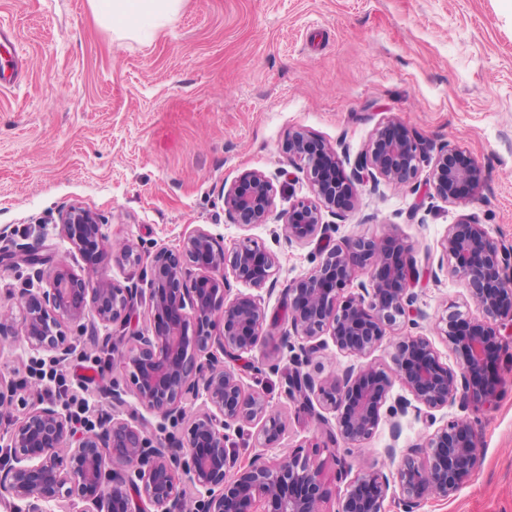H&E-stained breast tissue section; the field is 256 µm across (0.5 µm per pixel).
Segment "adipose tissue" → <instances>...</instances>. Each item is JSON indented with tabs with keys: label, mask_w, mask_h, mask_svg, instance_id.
<instances>
[{
	"label": "adipose tissue",
	"mask_w": 512,
	"mask_h": 512,
	"mask_svg": "<svg viewBox=\"0 0 512 512\" xmlns=\"http://www.w3.org/2000/svg\"><path fill=\"white\" fill-rule=\"evenodd\" d=\"M182 0H89L97 20L113 34L141 39L159 33Z\"/></svg>",
	"instance_id": "adipose-tissue-1"
}]
</instances>
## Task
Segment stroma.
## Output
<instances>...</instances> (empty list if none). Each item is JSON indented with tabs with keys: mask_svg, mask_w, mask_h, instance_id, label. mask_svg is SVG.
I'll list each match as a JSON object with an SVG mask.
<instances>
[{
	"mask_svg": "<svg viewBox=\"0 0 512 512\" xmlns=\"http://www.w3.org/2000/svg\"><path fill=\"white\" fill-rule=\"evenodd\" d=\"M0 25L25 72L0 90V226L19 244L44 235L55 258L67 250L59 214L72 204L100 216L108 241L146 254L177 250L198 227L232 245L241 231L225 219L222 193L242 171L276 176L277 210L310 196L286 150L299 128L356 153L394 119L426 145L477 161L484 179L466 206L429 199L412 220L413 189L384 185L338 230L412 244L416 305L429 316L422 332L455 365L437 318L450 306L479 311L457 277L424 267L465 213L512 246V0H183L149 43L113 36L88 0H0ZM251 235L281 253L279 285L317 262L310 249L287 252L268 227ZM72 267L89 281H149L145 264ZM120 354L86 338L62 367L87 376L92 414L109 410L101 386L127 382ZM260 355L280 367L261 387L281 402L290 352L280 329H266ZM493 369L496 406L473 415L483 448L475 472L455 498L425 500L420 512H512V342ZM295 430L293 453L322 472V512H338L345 485L331 442L314 419ZM387 441L382 426L354 448L353 472L394 470Z\"/></svg>",
	"mask_w": 512,
	"mask_h": 512,
	"instance_id": "obj_1",
	"label": "stroma"
}]
</instances>
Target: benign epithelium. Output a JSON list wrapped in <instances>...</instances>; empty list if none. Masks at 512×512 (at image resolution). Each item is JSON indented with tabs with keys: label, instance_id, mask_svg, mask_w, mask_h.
<instances>
[{
	"label": "benign epithelium",
	"instance_id": "7a95c632",
	"mask_svg": "<svg viewBox=\"0 0 512 512\" xmlns=\"http://www.w3.org/2000/svg\"><path fill=\"white\" fill-rule=\"evenodd\" d=\"M288 154L311 185L312 196L276 212L274 177L246 170L224 191V216L245 234L232 245L197 227L179 250H157L150 261L148 318L129 333L119 365L129 379L104 389L112 414L97 428L79 432L55 401L29 394L25 412L0 435V504L7 512H176L191 489L195 512H320L321 479L308 459L287 452L288 403L302 399L330 440L348 452L379 428L388 426L385 456L397 455L402 421L411 416L433 428L422 463L406 462L395 472L369 470L348 478L338 457L337 477L347 481L339 512H419L428 498L454 497L469 481L481 456L470 413L495 405L490 364L512 330V246L492 238L479 216H462L440 242L437 270L450 268L483 317L466 320L458 310L438 318L441 335L458 364L440 361L429 339L407 334L394 343L392 370L373 354L387 331L398 325L421 327L428 315L414 306L419 279L412 246L388 236L336 240L337 224L355 211L360 196L380 186L417 184L426 173L427 197L461 205L464 190L476 188L482 170L475 161L441 146L436 152L397 121L378 128L368 147L350 155L303 129L288 138ZM272 224L275 240L289 249L315 246L319 262L291 280L281 292L288 332L298 341L293 370L284 390L287 403L274 409L266 394L248 387L236 368L262 342L280 255L259 245L246 231ZM60 234L70 254L93 265L108 255L138 264L129 244L106 245L99 215L71 205L60 214ZM13 231L0 227V265L33 268L17 304L20 320L0 313V345L19 350L17 358L39 356L67 363L78 345L68 331L125 326L141 295L136 285L111 278L90 284L62 258L48 268L39 244H13ZM367 280L343 295L358 273ZM246 287L233 290L231 282ZM356 360L320 379L309 367L329 349ZM409 396L392 397L395 384ZM132 396L146 412L163 419L182 416L184 404H197L181 435L154 438L141 414L127 411ZM334 413L335 423L315 412ZM457 407L461 415L437 424L435 412ZM256 429L263 452L238 463L233 438ZM272 457H265V453Z\"/></svg>",
	"mask_w": 512,
	"mask_h": 512
}]
</instances>
